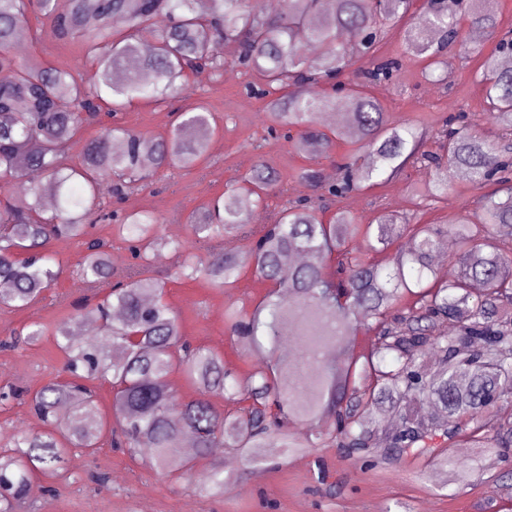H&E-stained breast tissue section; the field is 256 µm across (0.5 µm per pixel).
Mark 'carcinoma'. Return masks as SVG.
I'll return each mask as SVG.
<instances>
[{"instance_id":"obj_1","label":"carcinoma","mask_w":512,"mask_h":512,"mask_svg":"<svg viewBox=\"0 0 512 512\" xmlns=\"http://www.w3.org/2000/svg\"><path fill=\"white\" fill-rule=\"evenodd\" d=\"M413 6L414 0H335L333 8L328 0H284L269 12L260 0H70L60 12L55 0H0V71L11 72L0 82V187L9 193L0 200V305L33 307L54 285L60 270L48 244L58 237L82 246L79 287L111 285L99 302L54 329L68 377L30 393L42 430H21L0 448V512H15L34 474L61 476L70 449L93 453L107 433L113 446L167 474L192 473L219 440L252 461L334 443L348 458L435 461L461 488L478 473L448 448L512 447V163L500 160L498 143L480 124L451 117L429 135L393 121L366 90L391 82L401 66L377 56L386 28L403 26L405 43L430 72L446 64L453 46L480 55L462 40L461 24L494 36L497 21L479 0H424L418 13ZM33 9L58 38L81 41L80 65L94 68L93 82L84 83L76 68L20 64L11 55ZM346 36L357 38L358 56L367 62L364 82L348 84L344 96L358 146L334 182H324L313 163L302 169L321 191L318 200L381 184L413 163L427 177L410 184L411 204L447 199L461 172L477 188L496 185L477 211L439 225L411 224L393 212L361 224L344 210L325 222L318 200L304 199L285 202L272 223L253 227L249 208L264 207L277 182L262 162L204 207L184 241L165 239L152 214L105 211L107 194L121 195L160 169H192L206 154L205 111L181 113L160 138L120 127L118 112L134 98L164 99L203 67L222 76L224 60L204 56L216 40L259 80L260 94L269 97L270 131L298 127L301 144L316 152L346 139V127L320 126L335 97L304 90L354 64ZM481 78L487 121L512 131V69L489 55ZM104 105L113 127L83 138L88 115ZM114 136L123 141L118 152ZM32 173L45 181L29 179ZM105 217L133 258L116 282L106 244L89 232L94 219ZM240 233L254 237L245 253L233 246ZM449 237L456 250L438 266L434 254ZM357 239L362 245H350ZM166 248L184 252L179 276L202 274L220 292L246 267L273 285L252 309L224 311L228 333L266 350L268 364L241 379L222 355L187 339L164 285L148 276ZM393 248L385 264L364 257L366 249ZM87 314L101 336L92 344L74 333ZM362 327L372 333L371 346L348 358L344 343ZM287 340L300 346L291 359L280 351ZM175 364L195 399L182 401L171 389ZM96 381L113 388L110 423L99 412ZM213 396L248 406L226 415ZM424 406L441 415L426 417ZM326 415L332 427L321 430L317 422ZM297 424L309 432L298 434ZM187 435L193 456L178 453ZM200 490L224 494L222 462L210 465Z\"/></svg>"}]
</instances>
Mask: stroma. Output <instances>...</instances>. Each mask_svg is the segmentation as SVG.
<instances>
[{"label": "stroma", "mask_w": 512, "mask_h": 512, "mask_svg": "<svg viewBox=\"0 0 512 512\" xmlns=\"http://www.w3.org/2000/svg\"><path fill=\"white\" fill-rule=\"evenodd\" d=\"M28 28L26 49L19 54V61L73 66L80 53L78 42L57 39L49 22L36 13L29 15ZM378 53L403 62L398 83L369 88L394 121L435 130L442 118L452 113L481 116L485 91L478 58L449 55L446 79L425 80L422 61L408 51L398 28L380 42ZM247 81L243 69L229 63L220 77L188 74L171 102H130L120 123L143 136L167 135L173 110L199 107L211 112L214 132L207 155L197 168L158 171L143 189L109 198V210L150 212L161 219L165 236L183 239L192 215L261 160L276 170L279 181L267 208L251 210V224H260L285 201L311 195V187L299 176L307 164L304 153L296 140L285 138L283 132L268 131L265 100L247 95ZM425 175L423 168H407L398 177L341 198L337 206L364 222L392 211L409 213L416 224H442L460 209L475 211L481 191L461 174L446 201L413 206L408 185ZM49 249L60 266L59 279L32 308H0V343L29 323H59L80 303L82 294L74 286L80 246L74 240L56 238L50 241ZM182 262L180 252L164 251L156 259L153 273L163 282L165 298L185 336L192 344L223 355L225 365L237 374L245 375L267 364L265 351L245 337L229 335L224 311L231 303L253 307L267 294L269 283L246 269L233 287L219 292L204 278L179 277ZM63 367L64 355L52 336L15 349L0 346V388L34 390L62 378ZM219 457L233 460L234 466L224 471L223 495L212 496L199 488L208 460H200L193 475H166L106 439L91 454L72 449L59 479L33 475L18 512H512V501L506 499L502 487L505 477L512 476V452L467 449L463 458L475 461L480 475L461 489L449 485L447 472L431 461L405 459L392 468L366 466L342 458L334 447L298 452L276 465L250 462L229 448ZM102 474L108 475V484L98 483Z\"/></svg>", "instance_id": "35a3bbf8"}]
</instances>
